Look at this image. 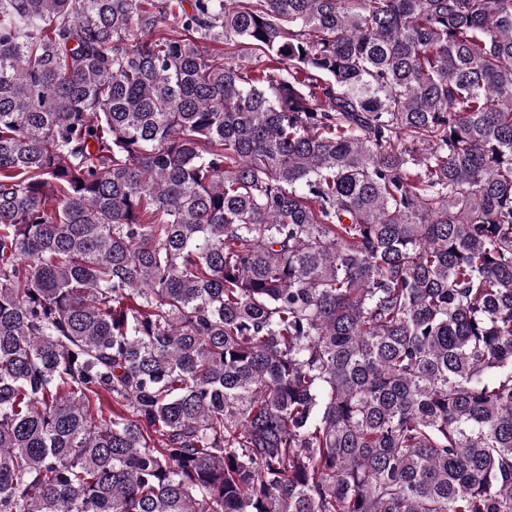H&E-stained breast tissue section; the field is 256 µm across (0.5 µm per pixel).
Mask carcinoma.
<instances>
[{"label":"carcinoma","mask_w":512,"mask_h":512,"mask_svg":"<svg viewBox=\"0 0 512 512\" xmlns=\"http://www.w3.org/2000/svg\"><path fill=\"white\" fill-rule=\"evenodd\" d=\"M0 512H512V0H0Z\"/></svg>","instance_id":"obj_1"}]
</instances>
